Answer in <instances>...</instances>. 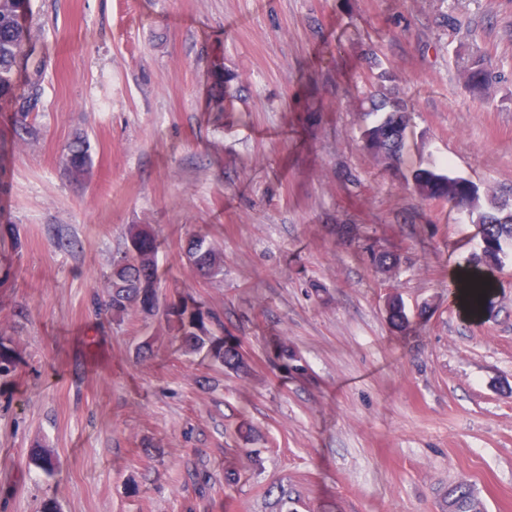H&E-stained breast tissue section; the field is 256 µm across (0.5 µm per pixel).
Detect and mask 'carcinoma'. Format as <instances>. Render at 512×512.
Returning a JSON list of instances; mask_svg holds the SVG:
<instances>
[{"label":"carcinoma","mask_w":512,"mask_h":512,"mask_svg":"<svg viewBox=\"0 0 512 512\" xmlns=\"http://www.w3.org/2000/svg\"><path fill=\"white\" fill-rule=\"evenodd\" d=\"M31 12V0H0V102L11 103L17 107L14 137L22 139L30 132L28 118L33 113L42 95L41 80L45 60L38 53L36 43L26 24ZM28 77V92L24 97L16 96V87L21 72ZM459 78L464 86L475 95L486 96L496 83L497 75L492 72L484 56L477 53L458 54ZM393 74L381 71L377 80L379 88L371 95V108L365 113L370 119L365 129V142L373 160L389 166L395 162L404 146V131L410 121L408 104L391 96L384 82L391 80ZM216 94L214 105L224 109V101L233 97L224 87L228 79L221 68L214 70ZM65 177L75 183H84L92 175V164L86 140L73 141L62 159ZM431 195L446 199L448 203L462 207L470 194L469 188L460 182H450L430 171L418 173ZM484 241L493 251L512 244V210L506 212L497 207L491 212L479 215ZM131 246L128 251L116 257L112 262L109 281L112 296L106 306L112 313L121 314L129 307L138 305L152 310L157 303V255L160 242L158 236L146 225L133 224L129 227ZM362 251L369 263L378 270H396L403 263V256L388 249L376 250L364 245ZM188 252L195 260V271L206 277H214L224 270V259L203 237H195L188 242ZM456 298L460 308L468 315L479 313L484 298L490 291V285L479 274L464 271L456 278ZM387 314L390 322L401 326L407 315L403 302L391 297L387 302ZM169 321L184 336L193 338L197 349L209 348L215 361L235 372L247 370V362L237 343L228 339L222 345H209V339L203 335L205 328L202 313L185 304L167 309ZM449 496L455 499L457 512H469L475 490L469 484L456 483L448 486Z\"/></svg>","instance_id":"1"}]
</instances>
